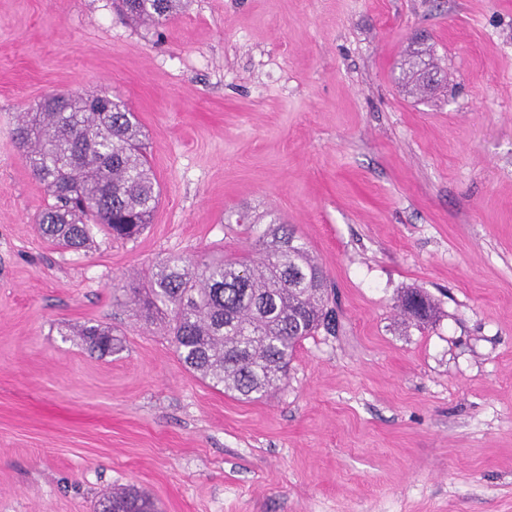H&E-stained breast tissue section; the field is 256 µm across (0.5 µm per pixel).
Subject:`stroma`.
I'll use <instances>...</instances> for the list:
<instances>
[{"label":"stroma","mask_w":512,"mask_h":512,"mask_svg":"<svg viewBox=\"0 0 512 512\" xmlns=\"http://www.w3.org/2000/svg\"><path fill=\"white\" fill-rule=\"evenodd\" d=\"M419 45L442 76L423 97L402 80ZM54 91L135 112L161 188L136 239L41 234L13 132ZM273 217L322 265L336 331L245 402L112 285L250 252ZM94 324L121 350L92 351ZM126 485L161 512H512V0H188L159 25L0 0V512Z\"/></svg>","instance_id":"obj_1"}]
</instances>
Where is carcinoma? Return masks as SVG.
<instances>
[{"label":"carcinoma","instance_id":"1","mask_svg":"<svg viewBox=\"0 0 512 512\" xmlns=\"http://www.w3.org/2000/svg\"><path fill=\"white\" fill-rule=\"evenodd\" d=\"M184 5L185 0H118L122 12L152 24ZM412 57L408 80L425 93L438 81L423 71L434 59L425 50ZM15 137L52 199L37 224L57 246L87 248L94 225L132 239L150 223L160 188L142 131L123 101L113 98L107 107L94 96L52 93L23 115ZM257 246V259L168 257L155 266L148 287L130 292L146 321L164 325L189 371L244 401L287 385L288 366L301 342L335 328L326 277L306 244L272 220ZM430 308L420 293L403 298L404 312L418 321ZM82 335L100 353H112V329L91 326ZM97 512H158V506L148 493L121 487L99 500Z\"/></svg>","mask_w":512,"mask_h":512}]
</instances>
